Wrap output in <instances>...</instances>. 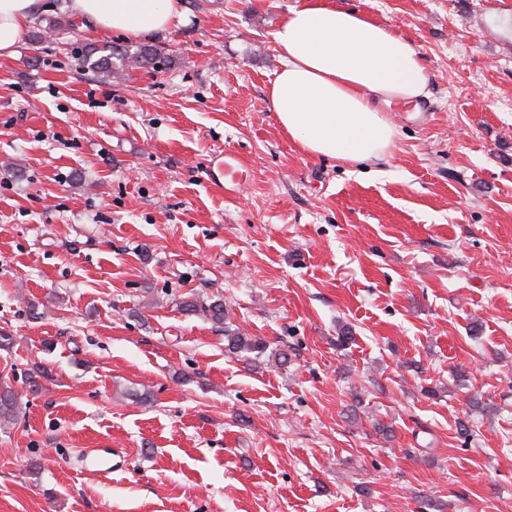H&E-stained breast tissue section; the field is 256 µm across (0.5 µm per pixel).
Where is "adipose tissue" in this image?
I'll return each mask as SVG.
<instances>
[{
    "label": "adipose tissue",
    "mask_w": 512,
    "mask_h": 512,
    "mask_svg": "<svg viewBox=\"0 0 512 512\" xmlns=\"http://www.w3.org/2000/svg\"><path fill=\"white\" fill-rule=\"evenodd\" d=\"M88 26L158 39L181 24V0H70ZM41 0H0V55H12ZM282 68L268 90L279 126L311 155L376 163L395 144L390 114L427 98L429 75L394 27L337 6L302 0L274 33Z\"/></svg>",
    "instance_id": "ef3b65f1"
}]
</instances>
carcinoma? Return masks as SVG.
<instances>
[{"mask_svg":"<svg viewBox=\"0 0 512 512\" xmlns=\"http://www.w3.org/2000/svg\"><path fill=\"white\" fill-rule=\"evenodd\" d=\"M81 67L94 72L101 78L127 77L133 69H158L169 63L165 53L153 45L135 47L97 46L90 44L81 50ZM184 309L191 313H203L216 324L224 323V303L217 300L209 304L190 299L184 301ZM227 351L238 356H253L258 359L265 355L270 344L263 338L243 336L238 332L226 331ZM17 399L10 387H0V418L11 420L16 417Z\"/></svg>","mask_w":512,"mask_h":512,"instance_id":"1","label":"carcinoma"}]
</instances>
